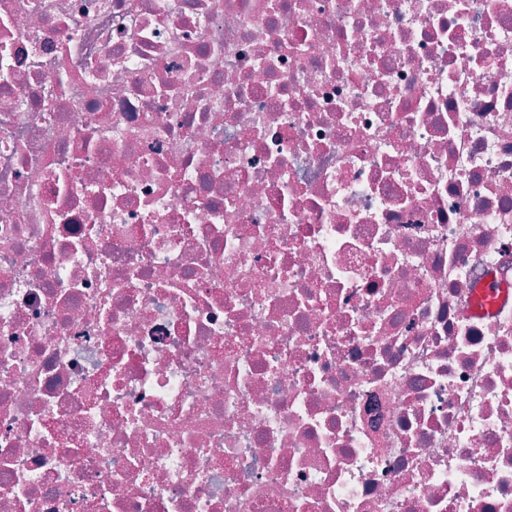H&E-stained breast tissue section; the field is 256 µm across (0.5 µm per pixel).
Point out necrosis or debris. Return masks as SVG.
Wrapping results in <instances>:
<instances>
[{
	"mask_svg": "<svg viewBox=\"0 0 512 512\" xmlns=\"http://www.w3.org/2000/svg\"><path fill=\"white\" fill-rule=\"evenodd\" d=\"M512 0H0V512H512ZM478 288L479 301L466 309V316H487L492 314L498 305L508 300L512 301V287L498 282L494 277L486 278Z\"/></svg>",
	"mask_w": 512,
	"mask_h": 512,
	"instance_id": "necrosis-or-debris-1",
	"label": "necrosis or debris"
}]
</instances>
